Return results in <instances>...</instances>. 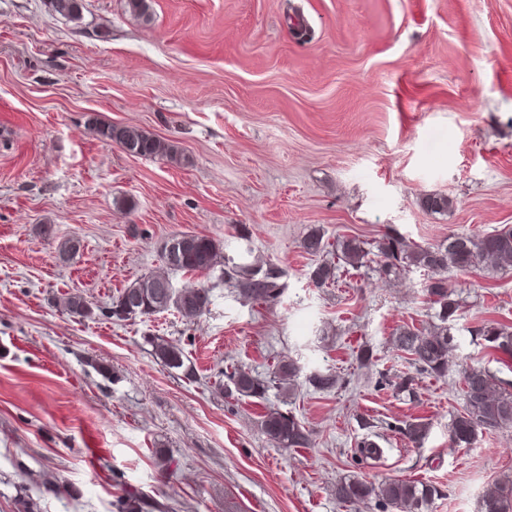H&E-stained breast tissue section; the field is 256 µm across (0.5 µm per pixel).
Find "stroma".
<instances>
[{
	"instance_id": "1",
	"label": "stroma",
	"mask_w": 512,
	"mask_h": 512,
	"mask_svg": "<svg viewBox=\"0 0 512 512\" xmlns=\"http://www.w3.org/2000/svg\"><path fill=\"white\" fill-rule=\"evenodd\" d=\"M147 3L144 19L126 0H84L78 31L49 0H0V512H18L22 493L37 512H114L127 489L162 512H376L337 502L348 475L430 481L442 494L428 512H480L512 479V428L458 448L448 426L466 370L512 381V363L472 339L490 321L512 326V271L449 270L458 347L435 377L394 346L400 326L433 322L427 273L364 267L318 288L320 259L300 242L318 229L371 243L392 227L426 247L512 227V0ZM292 3L308 42L293 36ZM100 123L167 139L187 160L128 155L95 136ZM428 196L448 210L426 211ZM181 234L277 264L281 297L240 299L220 262L167 270L163 248ZM162 270L175 288H209L207 311L109 318L119 291ZM76 292L95 319L60 307ZM152 336L180 344L193 376L156 360ZM286 357L302 368L287 408L307 448L261 432L277 395L220 389L226 367L264 376ZM314 372L336 388L315 390ZM403 376L415 399L396 395ZM409 418L427 426L421 444L393 429ZM366 421L384 462L354 454ZM46 477L66 492L42 494Z\"/></svg>"
}]
</instances>
